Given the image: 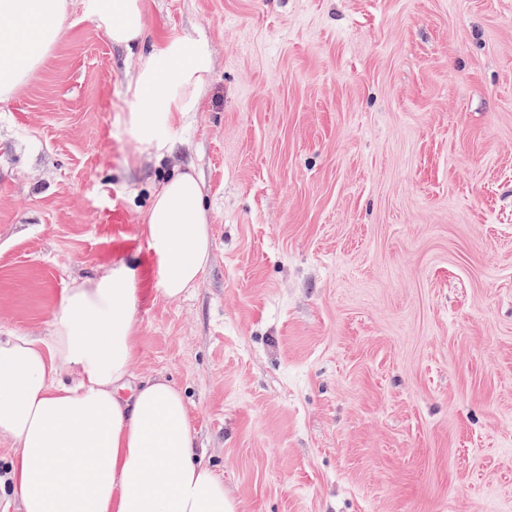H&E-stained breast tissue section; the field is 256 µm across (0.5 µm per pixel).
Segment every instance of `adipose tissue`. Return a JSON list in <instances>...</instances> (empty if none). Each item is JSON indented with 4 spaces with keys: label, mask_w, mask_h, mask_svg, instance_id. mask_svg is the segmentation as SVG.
Returning <instances> with one entry per match:
<instances>
[{
    "label": "adipose tissue",
    "mask_w": 512,
    "mask_h": 512,
    "mask_svg": "<svg viewBox=\"0 0 512 512\" xmlns=\"http://www.w3.org/2000/svg\"><path fill=\"white\" fill-rule=\"evenodd\" d=\"M112 43L139 51L131 130L158 155L196 112L211 68L185 38L141 53L144 0H82ZM68 0H0V100L13 96L62 38ZM143 231L157 262L156 295L178 298L205 272L211 230L194 174L155 190ZM137 271L119 262L74 284L50 336H0V437L13 444L0 512H239L203 461L183 392L134 379Z\"/></svg>",
    "instance_id": "obj_1"
}]
</instances>
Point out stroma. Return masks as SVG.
<instances>
[{"label":"stroma","mask_w":512,"mask_h":512,"mask_svg":"<svg viewBox=\"0 0 512 512\" xmlns=\"http://www.w3.org/2000/svg\"><path fill=\"white\" fill-rule=\"evenodd\" d=\"M70 2L0 101V336L135 264L133 373L183 390L240 512H512V0H146L212 59L161 159L137 58ZM176 171L212 250L163 299ZM157 262V296L179 298L209 265L211 230L199 182L191 172L164 180L155 190L143 224Z\"/></svg>","instance_id":"obj_1"}]
</instances>
